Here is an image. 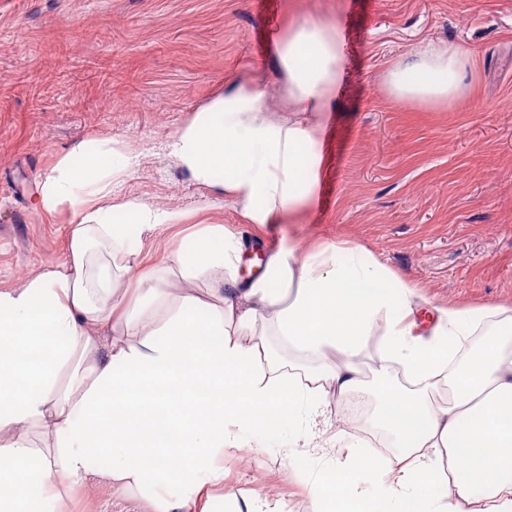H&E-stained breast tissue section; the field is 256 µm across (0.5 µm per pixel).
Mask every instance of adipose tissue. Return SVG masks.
I'll return each mask as SVG.
<instances>
[{"label":"adipose tissue","mask_w":512,"mask_h":512,"mask_svg":"<svg viewBox=\"0 0 512 512\" xmlns=\"http://www.w3.org/2000/svg\"><path fill=\"white\" fill-rule=\"evenodd\" d=\"M343 30L310 19L277 46L292 110L272 120L258 82L212 100L167 148L197 180L224 174V193L249 224L307 210L322 165L320 119L343 73ZM473 47L432 45L390 61L389 97L417 105L467 95ZM131 157L82 144L47 176L41 204L72 211L64 260L21 287L0 290V512H66L77 489L141 497L155 512H222L225 449L260 454L272 440L346 448L310 481L312 512H512V306L438 309L423 328L415 283L362 248L330 243L270 255L264 274L237 279L241 239L223 227L194 232L143 274L135 294L112 263L129 227L184 223L118 195ZM208 277L206 302L171 299L168 276ZM273 313L289 349L320 369L275 361L259 319ZM485 329L462 369L463 342ZM382 335L378 375L401 368L407 386L371 388V422L391 456L366 462L329 434L332 404L367 387L355 358ZM125 418L111 434L103 424ZM485 487L483 498L472 491Z\"/></svg>","instance_id":"obj_1"}]
</instances>
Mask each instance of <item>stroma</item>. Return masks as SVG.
<instances>
[{
	"mask_svg": "<svg viewBox=\"0 0 512 512\" xmlns=\"http://www.w3.org/2000/svg\"><path fill=\"white\" fill-rule=\"evenodd\" d=\"M321 17L344 30L346 79L322 132L312 208L286 224L244 223L219 180L198 181L168 137L235 81H257L288 116L276 39ZM477 50L453 107L391 102L390 60L422 43ZM110 141L136 156L121 194L187 220L129 232L120 285L191 233L221 225L269 256L350 242L418 286L426 316L448 305L512 306V0H0V289L63 260L72 216L40 203L73 148ZM333 449L224 456V492L255 489L275 512H310L318 457Z\"/></svg>",
	"mask_w": 512,
	"mask_h": 512,
	"instance_id": "stroma-1",
	"label": "stroma"
}]
</instances>
